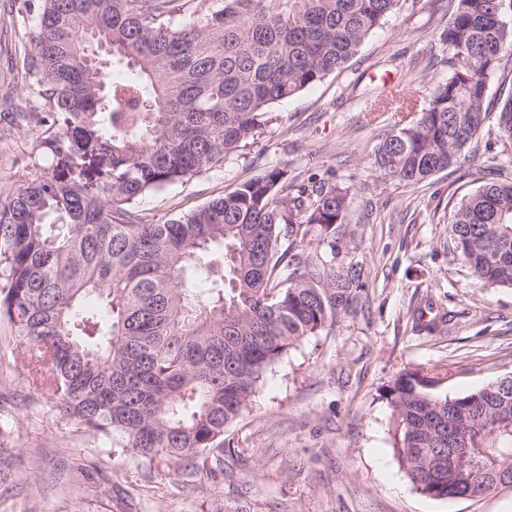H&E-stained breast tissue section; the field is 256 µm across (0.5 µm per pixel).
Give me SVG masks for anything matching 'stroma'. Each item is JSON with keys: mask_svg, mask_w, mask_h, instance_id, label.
I'll use <instances>...</instances> for the list:
<instances>
[{"mask_svg": "<svg viewBox=\"0 0 512 512\" xmlns=\"http://www.w3.org/2000/svg\"><path fill=\"white\" fill-rule=\"evenodd\" d=\"M448 10L400 0L343 70L270 108L271 120L223 169L146 195L138 210L161 224L264 170L297 186L334 179L353 198L336 229V262L361 267L355 313L288 350L264 374L247 410L224 433V472L184 484L168 461L145 467L130 452L78 429L47 395L32 392L0 321V440L12 455L0 512H512V490L478 501L425 496L393 451L389 388L401 374L435 378L451 397L512 375V288L483 286L449 232L460 202L490 181H512L496 142L500 83L476 150L411 188L381 177L371 157L445 79L438 36ZM33 21L0 14V90L17 84L15 53ZM401 92L402 108L374 111ZM424 313L433 328L418 323Z\"/></svg>", "mask_w": 512, "mask_h": 512, "instance_id": "35a3bbf8", "label": "stroma"}]
</instances>
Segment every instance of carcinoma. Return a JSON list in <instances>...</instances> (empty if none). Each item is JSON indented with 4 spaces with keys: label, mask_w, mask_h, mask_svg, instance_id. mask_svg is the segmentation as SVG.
<instances>
[{
    "label": "carcinoma",
    "mask_w": 512,
    "mask_h": 512,
    "mask_svg": "<svg viewBox=\"0 0 512 512\" xmlns=\"http://www.w3.org/2000/svg\"><path fill=\"white\" fill-rule=\"evenodd\" d=\"M398 2L224 0L177 24L181 0H19L35 30L14 68L37 106L15 112L3 96L0 139L38 136L24 179L0 192V317L17 329L29 388L145 464L221 467L225 429L263 374L364 291L362 268L335 263L353 200L330 181L290 194L272 168L163 224L145 223L138 204L223 167L273 103L342 69ZM89 32L130 79L90 71ZM439 42L448 77L372 156L411 187L478 139L492 76L509 87L496 124L512 149V0H448ZM313 231L331 259L282 249ZM450 233L478 282L512 288V181L464 199ZM433 387L407 373L390 388L394 454L420 493L481 498L512 474V380L455 397Z\"/></svg>",
    "instance_id": "cac0c4a2"
}]
</instances>
